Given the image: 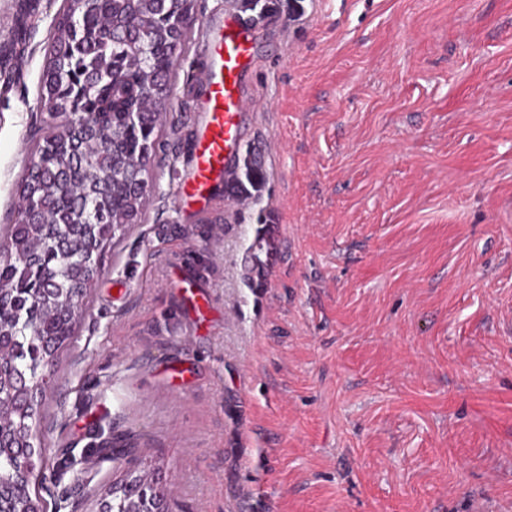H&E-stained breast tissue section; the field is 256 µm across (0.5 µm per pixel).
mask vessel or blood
I'll return each instance as SVG.
<instances>
[{
	"instance_id": "vessel-or-blood-1",
	"label": "vessel or blood",
	"mask_w": 512,
	"mask_h": 512,
	"mask_svg": "<svg viewBox=\"0 0 512 512\" xmlns=\"http://www.w3.org/2000/svg\"><path fill=\"white\" fill-rule=\"evenodd\" d=\"M255 34L252 22L230 16L222 33L207 45L206 97L192 147V172L180 188L181 206L205 209L215 187L235 166L244 142L242 116L255 107L246 88L258 63Z\"/></svg>"
}]
</instances>
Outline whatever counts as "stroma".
Returning a JSON list of instances; mask_svg holds the SVG:
<instances>
[{
    "mask_svg": "<svg viewBox=\"0 0 512 512\" xmlns=\"http://www.w3.org/2000/svg\"><path fill=\"white\" fill-rule=\"evenodd\" d=\"M271 2H195L146 218L47 395V484L61 512L130 473L169 512H512V0ZM60 4L0 0V227ZM233 12L258 24L260 106L197 214L177 194L203 45Z\"/></svg>",
    "mask_w": 512,
    "mask_h": 512,
    "instance_id": "stroma-1",
    "label": "stroma"
}]
</instances>
